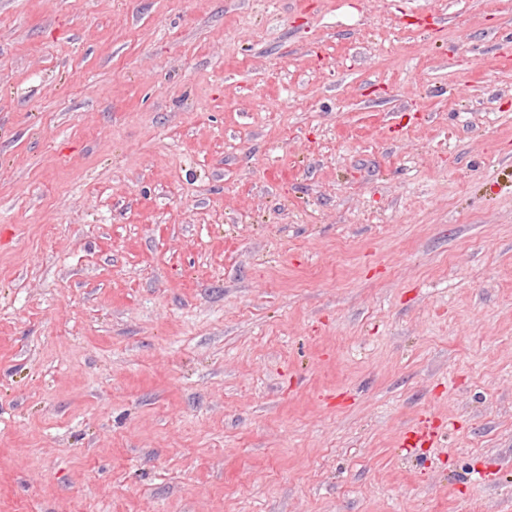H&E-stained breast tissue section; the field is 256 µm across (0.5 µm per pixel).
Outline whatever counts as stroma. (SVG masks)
Returning a JSON list of instances; mask_svg holds the SVG:
<instances>
[{
  "instance_id": "obj_1",
  "label": "stroma",
  "mask_w": 512,
  "mask_h": 512,
  "mask_svg": "<svg viewBox=\"0 0 512 512\" xmlns=\"http://www.w3.org/2000/svg\"><path fill=\"white\" fill-rule=\"evenodd\" d=\"M0 512H512V0H0Z\"/></svg>"
}]
</instances>
